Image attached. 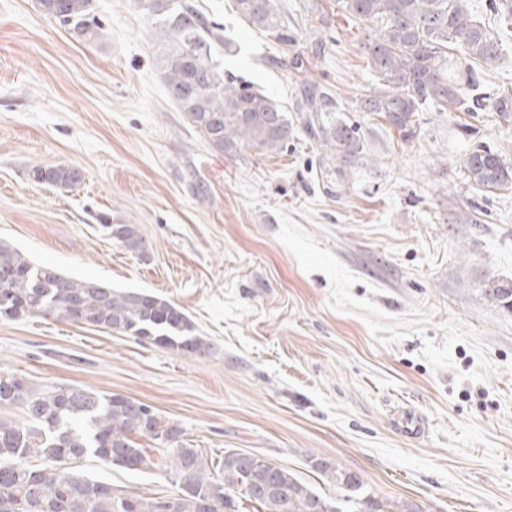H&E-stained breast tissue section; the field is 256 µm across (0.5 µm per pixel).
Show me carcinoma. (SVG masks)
I'll return each instance as SVG.
<instances>
[{"label":"carcinoma","instance_id":"carcinoma-1","mask_svg":"<svg viewBox=\"0 0 512 512\" xmlns=\"http://www.w3.org/2000/svg\"><path fill=\"white\" fill-rule=\"evenodd\" d=\"M249 26L288 46V15L279 0H235ZM343 9L371 28L362 44L376 86L361 98L363 112H376L408 136L417 113L440 110L495 112L512 120V87L490 99L477 96L474 64L495 63L502 42L474 19L468 0H341ZM42 12L82 38L99 27L89 20L90 0H40ZM156 18L153 38L160 45L157 66L170 100L187 122L220 153L246 145L264 153L281 152L293 136L287 111L275 100L224 77L215 59L229 49L222 28L210 24L193 0H139ZM296 120L317 139L322 164L344 177L362 150L358 130L336 116V103L315 83L303 88L292 108ZM463 167L468 182L493 191L512 187V160L477 148ZM30 181L56 187L75 184V169L34 165ZM110 237L141 254L144 239L134 224H107ZM484 298L512 310V285L495 278L482 284ZM78 308L89 326L108 328L138 341L205 355L213 343L195 334L189 315L175 302L148 292L114 290L97 281L69 278L30 261L0 240V318L49 317L72 321ZM19 375L0 367V408L21 412L0 418V512H240L250 501L264 512H343L334 502L297 479L288 469L236 451L220 465L202 451L176 440L177 427L152 407H134L121 395H104L72 385L38 390L18 385ZM166 449L173 491L163 496L115 487L89 474L84 460L127 472L152 467L133 436ZM315 467L355 500L361 478L316 461Z\"/></svg>","mask_w":512,"mask_h":512}]
</instances>
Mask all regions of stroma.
<instances>
[{"label": "stroma", "instance_id": "obj_1", "mask_svg": "<svg viewBox=\"0 0 512 512\" xmlns=\"http://www.w3.org/2000/svg\"><path fill=\"white\" fill-rule=\"evenodd\" d=\"M222 27L226 76L285 104L303 81L357 125L361 159L327 182L303 127L283 152H215L169 99L151 21L137 0H91L96 39L74 36L38 0H0V240L71 278L167 297L214 345L204 356L72 322L0 319V365L35 388L73 384L145 402L209 461L242 450L318 493L313 466L357 473L371 497L420 512H512V311L485 278L512 282V190L472 187L462 161L484 146L512 158V121L493 112L419 113L402 135L359 109L374 87L366 24L338 0L312 28L281 0L295 40L250 28L234 0H194ZM493 0L471 11L499 36L479 95L512 86V31ZM66 166L72 188L38 185ZM204 196H197V186ZM110 224L150 244L134 254ZM145 473L87 471L164 495L163 449L139 439ZM76 169L65 166L46 167L34 165L29 170V179L33 183L56 187H71L75 184ZM484 298L492 305L512 310V286L509 282L486 278L482 284Z\"/></svg>", "mask_w": 512, "mask_h": 512}]
</instances>
